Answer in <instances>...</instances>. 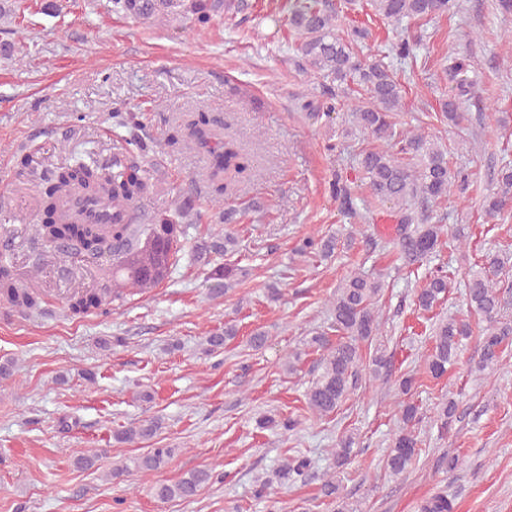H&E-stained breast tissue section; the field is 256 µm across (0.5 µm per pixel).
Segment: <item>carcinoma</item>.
Returning <instances> with one entry per match:
<instances>
[{"mask_svg": "<svg viewBox=\"0 0 512 512\" xmlns=\"http://www.w3.org/2000/svg\"><path fill=\"white\" fill-rule=\"evenodd\" d=\"M112 13L129 16L144 23H177V28L201 32L225 15L239 13L248 7L247 0H111ZM373 15L393 22L405 19L423 20L454 11L455 0H370ZM339 9L334 0H293L289 25L294 33L290 46L291 61L301 72L336 82L340 98L331 100L320 111L310 113L314 119L336 112L341 99L359 93L351 117L356 130L373 140L386 143L384 148H363L357 155V166L372 197L398 207L399 229L396 248L403 263L417 266L431 254L448 250L449 256L467 255L463 236L445 232L442 226L428 223L427 207L448 198L455 189L467 190V177L448 166L447 149L439 139L426 132L422 125L406 128L400 122L402 87L382 62H369L360 57L363 29L341 33L337 28ZM460 75L456 93L441 100L440 111L429 118L442 124L455 125L460 119V100L471 93V83L464 77V65L455 66ZM191 142L210 157L209 176L222 179L219 194L240 181L248 170V162L237 143L214 132L201 116L190 123ZM119 161L112 168L86 165L66 166L55 171L43 202L44 221L40 235L44 243L53 245L59 238H72L85 250L112 252V279L109 285L92 291L77 292L67 303L73 315H84L123 298L124 291H149L166 278L175 264L186 240L184 225L167 213L149 215L141 210V200L150 193L151 184L141 174L142 158L147 145L136 138L116 141ZM82 192L85 203L101 212L112 210L110 224H75L61 208V201L70 193ZM512 205V168L505 167L498 178L497 191L487 199L486 213L498 217ZM155 246L142 248L144 239ZM338 245L334 234L316 239L309 237L300 248L302 254L321 257L332 255ZM509 256L496 249H487L481 260L466 273L464 295L470 315L487 323L481 343L479 369L497 365L512 342V319L504 310L512 304V289L499 286V276ZM385 283L382 275L353 274L346 277L330 301V322L327 330L315 333L306 345L320 351V372L305 394L307 408L322 419L335 414L362 382V367L369 377L379 379L392 374V356L379 344L381 324L378 304ZM448 297V273H431L423 288L416 291L418 310L431 312ZM44 303L39 289L19 280L7 259L0 258V306L24 315L39 314ZM472 335L468 319L443 317L432 325V348L426 358L427 371L437 379L455 365ZM233 325L224 333L205 337L207 350L215 351L234 339ZM424 417L420 406L412 400L403 402V426L391 440L385 468L400 475L412 464L418 453L414 426ZM263 428L292 432L298 419L292 416H265L259 421ZM159 429L152 418L139 426L117 432L125 442L149 439ZM356 440L343 434L332 449L336 467L346 466ZM173 454L171 448H154L148 454L113 467L119 476L135 469L141 473L158 470ZM309 463L304 456L289 458L281 464L276 476L295 483L305 479ZM210 479L204 469L192 470L173 483L153 485L154 496L161 501L192 500ZM333 479L324 482L323 496L335 499L336 512H362L361 504L338 495Z\"/></svg>", "mask_w": 512, "mask_h": 512, "instance_id": "obj_1", "label": "carcinoma"}]
</instances>
